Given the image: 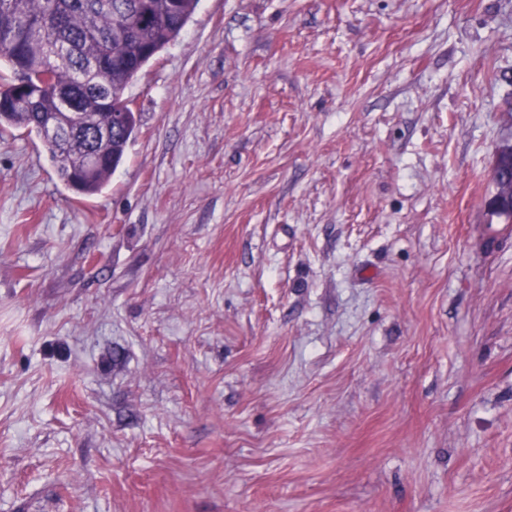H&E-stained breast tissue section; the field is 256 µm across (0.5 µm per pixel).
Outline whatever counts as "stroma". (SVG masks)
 I'll return each mask as SVG.
<instances>
[{
  "mask_svg": "<svg viewBox=\"0 0 512 512\" xmlns=\"http://www.w3.org/2000/svg\"><path fill=\"white\" fill-rule=\"evenodd\" d=\"M109 186L0 133V512H512V0H200Z\"/></svg>",
  "mask_w": 512,
  "mask_h": 512,
  "instance_id": "35a3bbf8",
  "label": "stroma"
}]
</instances>
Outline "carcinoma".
<instances>
[{"mask_svg": "<svg viewBox=\"0 0 512 512\" xmlns=\"http://www.w3.org/2000/svg\"><path fill=\"white\" fill-rule=\"evenodd\" d=\"M199 0H0V128L41 134L47 122L66 119L65 103L79 112L69 146L42 139L59 179L85 195L100 193L122 162L137 129L132 110L122 128L102 133L105 113L123 103L128 85L165 46L175 40ZM112 37V63L86 70L99 56L98 35ZM50 89L40 86L46 71ZM23 75L30 88L20 91Z\"/></svg>", "mask_w": 512, "mask_h": 512, "instance_id": "1", "label": "carcinoma"}]
</instances>
